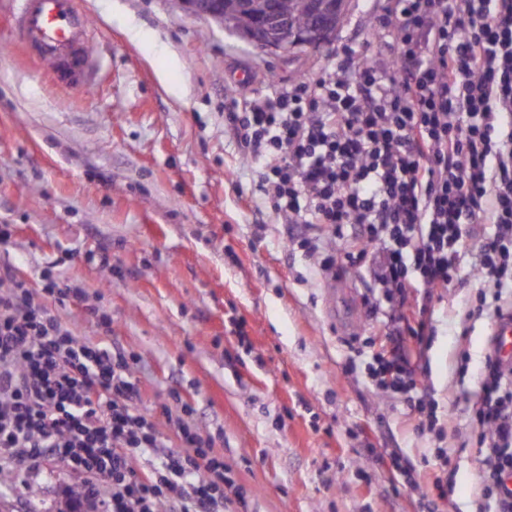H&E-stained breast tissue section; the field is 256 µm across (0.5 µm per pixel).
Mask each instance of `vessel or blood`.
<instances>
[{"instance_id":"b4317fda","label":"vessel or blood","mask_w":512,"mask_h":512,"mask_svg":"<svg viewBox=\"0 0 512 512\" xmlns=\"http://www.w3.org/2000/svg\"><path fill=\"white\" fill-rule=\"evenodd\" d=\"M14 45L53 74L54 80L83 93L89 91L91 35L89 19L78 0H16ZM498 356L512 355V314L497 321L491 331Z\"/></svg>"}]
</instances>
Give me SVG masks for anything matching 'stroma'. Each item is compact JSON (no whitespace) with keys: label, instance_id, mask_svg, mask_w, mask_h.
<instances>
[{"label":"stroma","instance_id":"35a3bbf8","mask_svg":"<svg viewBox=\"0 0 512 512\" xmlns=\"http://www.w3.org/2000/svg\"><path fill=\"white\" fill-rule=\"evenodd\" d=\"M95 31L90 93L54 85L10 43V0H0V265L20 278L42 271L82 290L61 308L91 345L137 355L143 408L209 439L247 493L249 512H475L482 462L471 407L491 326L461 318L481 284L395 301V316L422 320L413 385L382 388L390 344L366 303L368 269L327 277L287 245L290 225L258 197L254 164L224 131L231 85L257 96L319 76L352 43L376 53V18L395 0H350L334 38L273 55L172 0H81ZM108 250L111 263L91 262ZM112 320L104 332L85 306ZM182 402L174 404L172 393ZM191 414H183L182 404ZM433 410L422 422L417 404ZM455 474L447 499L427 491ZM410 478L394 475L395 464ZM0 472L11 512H55L77 479L46 465L31 495Z\"/></svg>","mask_w":512,"mask_h":512}]
</instances>
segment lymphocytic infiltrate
Listing matches in <instances>:
<instances>
[{"instance_id":"f902f5d3","label":"lymphocytic infiltrate","mask_w":512,"mask_h":512,"mask_svg":"<svg viewBox=\"0 0 512 512\" xmlns=\"http://www.w3.org/2000/svg\"><path fill=\"white\" fill-rule=\"evenodd\" d=\"M384 56L337 50L322 73L274 97L230 91L224 129L259 165V188L299 247L335 271L373 260L406 293L465 276L478 316L512 311V0H397ZM496 227L471 249L470 229ZM80 288L0 266V469L82 475L90 512H230L247 499L209 441L176 422L169 447L142 409L135 355L78 341L57 308ZM472 421L484 507L512 512V374L487 353Z\"/></svg>"}]
</instances>
